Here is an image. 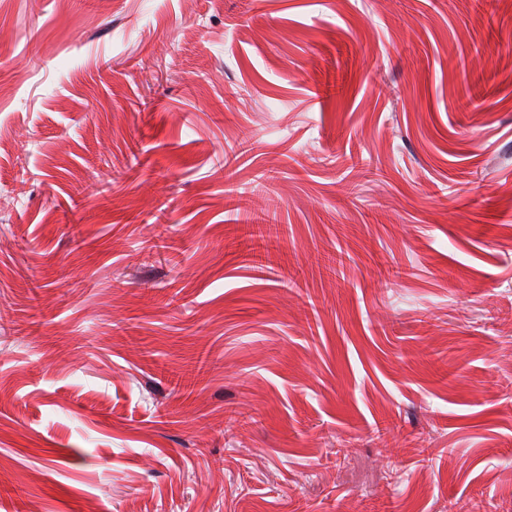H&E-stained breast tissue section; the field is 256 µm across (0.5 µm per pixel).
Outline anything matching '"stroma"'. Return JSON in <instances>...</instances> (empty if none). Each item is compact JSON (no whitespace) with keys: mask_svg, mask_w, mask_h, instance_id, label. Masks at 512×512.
<instances>
[{"mask_svg":"<svg viewBox=\"0 0 512 512\" xmlns=\"http://www.w3.org/2000/svg\"><path fill=\"white\" fill-rule=\"evenodd\" d=\"M511 150L512 0H0V512H512ZM246 226H248L246 241L250 242L246 247L252 253L259 252L258 256L262 255V251L268 254L270 247L278 238L275 224H247Z\"/></svg>","mask_w":512,"mask_h":512,"instance_id":"1","label":"stroma"}]
</instances>
